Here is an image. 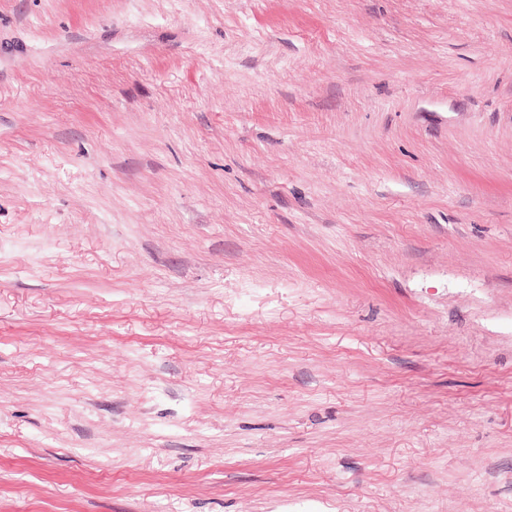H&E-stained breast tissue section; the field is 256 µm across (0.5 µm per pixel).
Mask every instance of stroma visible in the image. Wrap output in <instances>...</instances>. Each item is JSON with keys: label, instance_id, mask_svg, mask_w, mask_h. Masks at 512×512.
Listing matches in <instances>:
<instances>
[{"label": "stroma", "instance_id": "obj_1", "mask_svg": "<svg viewBox=\"0 0 512 512\" xmlns=\"http://www.w3.org/2000/svg\"><path fill=\"white\" fill-rule=\"evenodd\" d=\"M0 512H512V0H0Z\"/></svg>", "mask_w": 512, "mask_h": 512}]
</instances>
